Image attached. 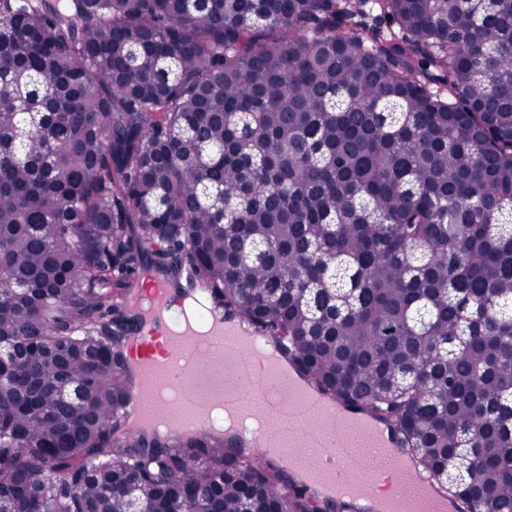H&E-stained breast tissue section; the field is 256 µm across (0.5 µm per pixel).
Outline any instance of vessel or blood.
I'll list each match as a JSON object with an SVG mask.
<instances>
[{"label": "vessel or blood", "instance_id": "vessel-or-blood-1", "mask_svg": "<svg viewBox=\"0 0 512 512\" xmlns=\"http://www.w3.org/2000/svg\"><path fill=\"white\" fill-rule=\"evenodd\" d=\"M141 328L130 358L137 363L128 416L148 421L168 394L177 438L210 433V411L241 415L261 409L265 418L290 422L288 431L269 429L247 433L256 456L296 469L303 448L317 449L322 460L308 486L325 484L344 504L372 500L380 485L391 489L384 512H463L449 506L446 493L410 463L396 439L366 414L339 407L313 390L281 361H269V337L244 328L238 318H213L208 330L182 321V310L171 288L149 279L138 290ZM367 435L372 453L358 451L354 439Z\"/></svg>", "mask_w": 512, "mask_h": 512}]
</instances>
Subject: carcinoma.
Masks as SVG:
<instances>
[{
	"mask_svg": "<svg viewBox=\"0 0 512 512\" xmlns=\"http://www.w3.org/2000/svg\"><path fill=\"white\" fill-rule=\"evenodd\" d=\"M60 2L0 0V512L320 508L128 427L150 272L512 512V0Z\"/></svg>",
	"mask_w": 512,
	"mask_h": 512,
	"instance_id": "carcinoma-1",
	"label": "carcinoma"
}]
</instances>
